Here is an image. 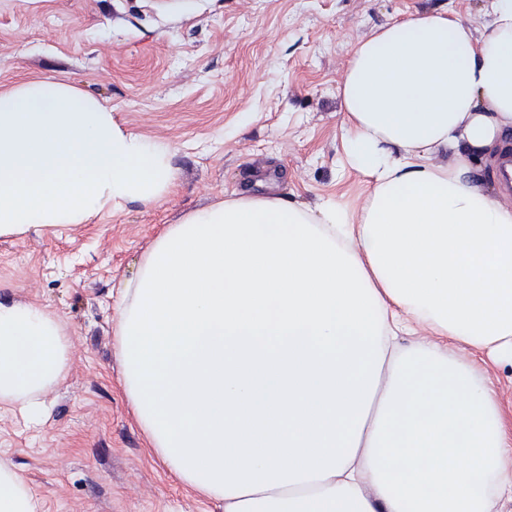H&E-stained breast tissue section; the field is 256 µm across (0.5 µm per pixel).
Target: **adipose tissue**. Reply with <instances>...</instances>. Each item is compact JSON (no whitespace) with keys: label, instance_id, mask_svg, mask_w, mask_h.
Segmentation results:
<instances>
[{"label":"adipose tissue","instance_id":"obj_1","mask_svg":"<svg viewBox=\"0 0 512 512\" xmlns=\"http://www.w3.org/2000/svg\"><path fill=\"white\" fill-rule=\"evenodd\" d=\"M483 13L481 37L446 11L355 49L341 98L346 158L373 183L359 224L337 203L240 197L168 225L126 285L132 409L224 512H497L512 494L494 393L447 349L393 351L387 321L397 308L512 352V208L470 165L512 130V0ZM165 154L65 83L0 90V232L158 201L176 185ZM68 349L56 316L0 303V403L39 422ZM38 508L0 463V512Z\"/></svg>","mask_w":512,"mask_h":512}]
</instances>
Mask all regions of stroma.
Masks as SVG:
<instances>
[{"label": "stroma", "instance_id": "obj_1", "mask_svg": "<svg viewBox=\"0 0 512 512\" xmlns=\"http://www.w3.org/2000/svg\"><path fill=\"white\" fill-rule=\"evenodd\" d=\"M451 11L483 31L482 0H0V87L51 78L112 109L114 131L167 145L176 188L78 224L0 234V302L54 313L68 375L32 425L0 407V461L40 512H224L151 448L123 387L120 289L159 232L242 196L361 214L372 186L344 159L340 88L379 27ZM477 370L512 433V362L414 324Z\"/></svg>", "mask_w": 512, "mask_h": 512}]
</instances>
